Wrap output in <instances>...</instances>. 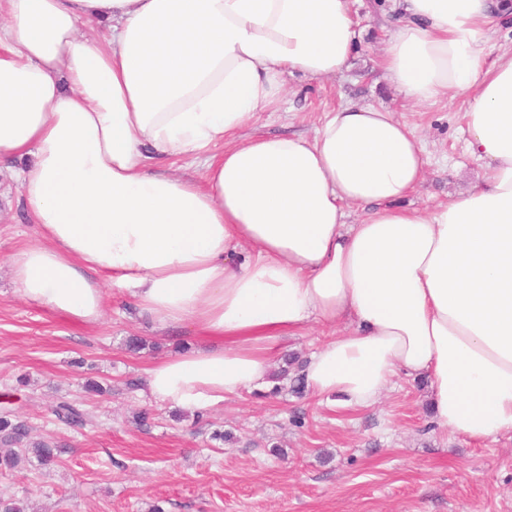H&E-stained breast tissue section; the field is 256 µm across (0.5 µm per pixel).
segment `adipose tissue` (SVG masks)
Segmentation results:
<instances>
[{
    "instance_id": "1",
    "label": "adipose tissue",
    "mask_w": 512,
    "mask_h": 512,
    "mask_svg": "<svg viewBox=\"0 0 512 512\" xmlns=\"http://www.w3.org/2000/svg\"><path fill=\"white\" fill-rule=\"evenodd\" d=\"M380 65L403 97L467 96L482 182L404 207L422 149L393 112L348 104L313 137L242 129L285 77L346 69L351 0H0V159L41 244L12 256L28 302L91 325L104 282L201 346L147 372L158 401L201 410L268 384L283 337L333 334L307 388L366 408L400 375L429 381L435 424L512 434V47L486 49L512 0H390ZM106 23L105 40L80 35ZM191 156L203 178L156 170ZM363 207L358 223L346 210Z\"/></svg>"
}]
</instances>
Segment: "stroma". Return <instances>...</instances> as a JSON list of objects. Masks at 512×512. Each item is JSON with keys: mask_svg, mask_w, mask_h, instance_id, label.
<instances>
[{"mask_svg": "<svg viewBox=\"0 0 512 512\" xmlns=\"http://www.w3.org/2000/svg\"><path fill=\"white\" fill-rule=\"evenodd\" d=\"M376 3L352 0L363 34L348 69L287 76L281 110L259 113L247 129L311 137L341 104L386 108L423 149L425 179L407 204L431 209L483 175L466 145L467 97L452 92L426 107L404 100L380 66L387 32ZM39 238L14 175L1 171L0 412L25 422L30 441L59 450L51 465L0 473V493L26 501L28 512H152L157 505L164 512H512V436L474 443L441 430L426 379L398 377L365 409L293 392L322 341L313 323L282 341L271 384L203 411L155 401L146 392L148 368L175 354L177 343L199 346L196 328H161L127 291L109 285L94 325L23 300L11 257ZM131 336L144 349L129 351ZM61 402L89 423L58 422L52 410Z\"/></svg>", "mask_w": 512, "mask_h": 512, "instance_id": "stroma-1", "label": "stroma"}]
</instances>
